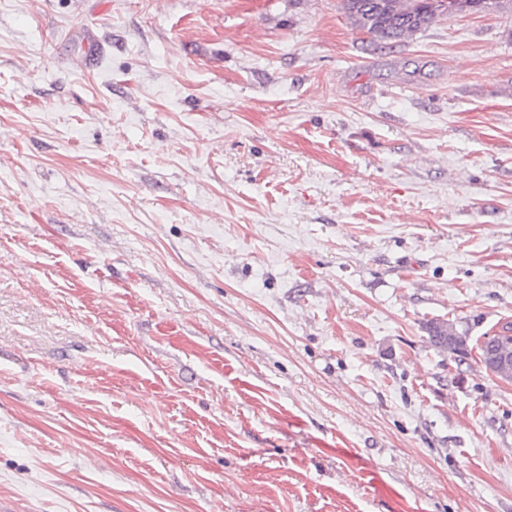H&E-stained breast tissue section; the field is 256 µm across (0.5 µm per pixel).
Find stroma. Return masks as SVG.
I'll use <instances>...</instances> for the list:
<instances>
[{"label": "stroma", "instance_id": "1", "mask_svg": "<svg viewBox=\"0 0 512 512\" xmlns=\"http://www.w3.org/2000/svg\"><path fill=\"white\" fill-rule=\"evenodd\" d=\"M343 3L0 0L18 512H512V0ZM344 0V9L348 16L359 28L367 27L373 34L371 37L367 30L362 33L372 40L391 46L398 44L417 31L428 27L435 18L443 15L462 14L470 12H481L484 0ZM414 7H419L421 12ZM424 6V8H423ZM509 336L512 341V332H501L498 329L493 336H488L491 340L483 345L481 354L489 372L504 382L512 381V346L506 341Z\"/></svg>", "mask_w": 512, "mask_h": 512}]
</instances>
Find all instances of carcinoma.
I'll use <instances>...</instances> for the list:
<instances>
[{"instance_id":"1","label":"carcinoma","mask_w":512,"mask_h":512,"mask_svg":"<svg viewBox=\"0 0 512 512\" xmlns=\"http://www.w3.org/2000/svg\"><path fill=\"white\" fill-rule=\"evenodd\" d=\"M408 6L409 0H344L345 12L358 28H368L372 40L391 46L434 21L425 12L409 15Z\"/></svg>"}]
</instances>
